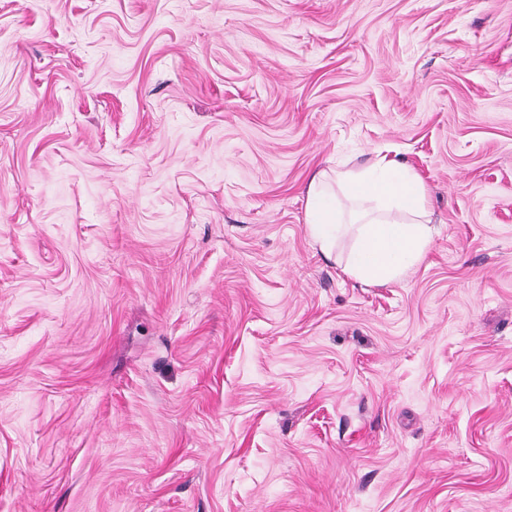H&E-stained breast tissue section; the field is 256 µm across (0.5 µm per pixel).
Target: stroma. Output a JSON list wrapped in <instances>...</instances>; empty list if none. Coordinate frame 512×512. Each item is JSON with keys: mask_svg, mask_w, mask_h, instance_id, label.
Instances as JSON below:
<instances>
[{"mask_svg": "<svg viewBox=\"0 0 512 512\" xmlns=\"http://www.w3.org/2000/svg\"><path fill=\"white\" fill-rule=\"evenodd\" d=\"M0 512H512V0H0ZM330 181L354 205L350 221L344 219ZM306 223L326 256L351 231L354 243L343 271L370 284L402 279L422 260L433 234L423 179L386 156L357 171H336L334 177L326 171L315 174L306 193Z\"/></svg>", "mask_w": 512, "mask_h": 512, "instance_id": "obj_1", "label": "stroma"}]
</instances>
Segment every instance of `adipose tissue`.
<instances>
[{
	"mask_svg": "<svg viewBox=\"0 0 512 512\" xmlns=\"http://www.w3.org/2000/svg\"><path fill=\"white\" fill-rule=\"evenodd\" d=\"M354 210L344 215L341 203ZM306 223L324 254L352 234L344 272L363 283L402 279L423 258L431 241L426 187L406 164L384 157L356 171L315 174L306 193Z\"/></svg>",
	"mask_w": 512,
	"mask_h": 512,
	"instance_id": "obj_1",
	"label": "adipose tissue"
}]
</instances>
